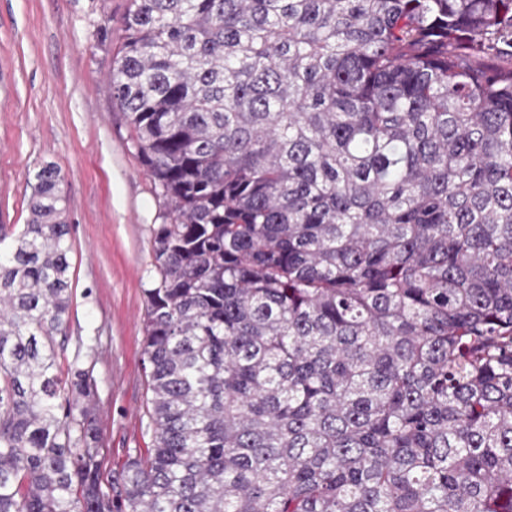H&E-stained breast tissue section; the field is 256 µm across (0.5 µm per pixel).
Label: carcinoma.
<instances>
[{"instance_id": "1", "label": "carcinoma", "mask_w": 512, "mask_h": 512, "mask_svg": "<svg viewBox=\"0 0 512 512\" xmlns=\"http://www.w3.org/2000/svg\"><path fill=\"white\" fill-rule=\"evenodd\" d=\"M153 445L103 487L62 176L0 225V512H512V0H130Z\"/></svg>"}]
</instances>
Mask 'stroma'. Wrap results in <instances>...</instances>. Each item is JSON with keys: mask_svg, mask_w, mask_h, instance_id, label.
I'll list each match as a JSON object with an SVG mask.
<instances>
[{"mask_svg": "<svg viewBox=\"0 0 512 512\" xmlns=\"http://www.w3.org/2000/svg\"><path fill=\"white\" fill-rule=\"evenodd\" d=\"M128 0H0V225L25 223L34 173L61 170L74 298L68 365L96 383L104 472L146 452L145 290L163 202L108 88Z\"/></svg>", "mask_w": 512, "mask_h": 512, "instance_id": "stroma-1", "label": "stroma"}]
</instances>
